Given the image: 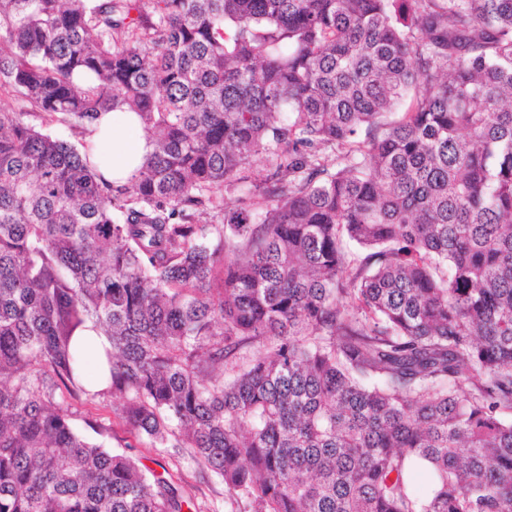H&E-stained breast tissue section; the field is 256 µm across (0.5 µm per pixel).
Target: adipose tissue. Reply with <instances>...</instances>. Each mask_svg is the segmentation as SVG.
I'll list each match as a JSON object with an SVG mask.
<instances>
[{
  "instance_id": "ef3b65f1",
  "label": "adipose tissue",
  "mask_w": 512,
  "mask_h": 512,
  "mask_svg": "<svg viewBox=\"0 0 512 512\" xmlns=\"http://www.w3.org/2000/svg\"><path fill=\"white\" fill-rule=\"evenodd\" d=\"M89 159L108 181L123 184L133 178L153 150L135 113L105 112L94 122L87 137Z\"/></svg>"
}]
</instances>
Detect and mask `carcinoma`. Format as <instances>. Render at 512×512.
I'll list each match as a JSON object with an SVG mask.
<instances>
[{
	"label": "carcinoma",
	"instance_id": "1",
	"mask_svg": "<svg viewBox=\"0 0 512 512\" xmlns=\"http://www.w3.org/2000/svg\"><path fill=\"white\" fill-rule=\"evenodd\" d=\"M5 95L0 512L191 508L81 397L234 512H512V0H0ZM116 109L119 186L26 121ZM87 136L89 159L110 182L124 184L133 178L144 158L153 151L139 117L134 112H103ZM71 404V411L75 413V422L81 425V417L88 413H92L94 417H100V419L111 428V436L107 438V441L113 450L125 451L129 454L136 455L141 463L146 467L155 469L158 472H162V469L154 463V459H159L161 456L158 455L159 448H151L145 442H137L127 432L125 426L121 420L117 418L106 406V403H97L93 406H87L81 400H69ZM127 442H131L136 445V448H124Z\"/></svg>",
	"mask_w": 512,
	"mask_h": 512
}]
</instances>
